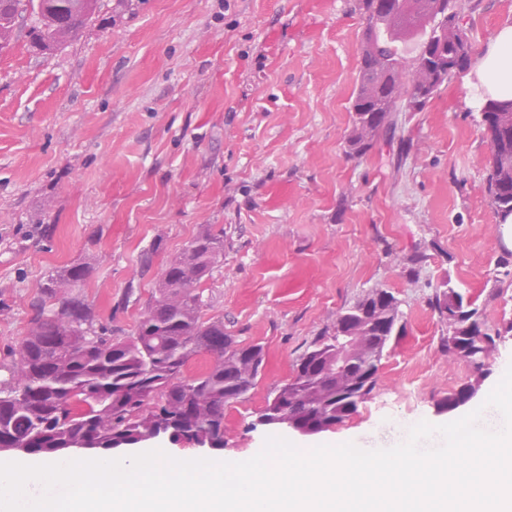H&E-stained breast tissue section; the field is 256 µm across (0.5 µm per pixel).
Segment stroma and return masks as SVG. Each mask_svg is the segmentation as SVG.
<instances>
[{
    "label": "stroma",
    "mask_w": 512,
    "mask_h": 512,
    "mask_svg": "<svg viewBox=\"0 0 512 512\" xmlns=\"http://www.w3.org/2000/svg\"><path fill=\"white\" fill-rule=\"evenodd\" d=\"M357 3L102 0L82 37L50 55L31 51L19 22L0 55V362L53 269L89 260L84 295L128 335L160 269L208 227L224 234V260L203 284L204 313L266 353L250 395L225 410L224 455L263 447L272 431L254 420L270 392L376 286L402 300L406 324L376 389L343 423L292 440L441 423L448 394L499 381L512 360V270L486 193L481 113L457 78L425 111L399 114L406 156L382 139L347 159L366 25ZM506 23L512 0H480L473 45ZM445 284L501 333L482 369L441 345L428 299Z\"/></svg>",
    "instance_id": "35a3bbf8"
}]
</instances>
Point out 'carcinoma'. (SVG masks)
Segmentation results:
<instances>
[{
  "label": "carcinoma",
  "instance_id": "1",
  "mask_svg": "<svg viewBox=\"0 0 512 512\" xmlns=\"http://www.w3.org/2000/svg\"><path fill=\"white\" fill-rule=\"evenodd\" d=\"M32 0H0V28L15 30ZM387 12L360 0L366 20L359 81L352 101L350 160L367 156L382 136H395L398 112H422L443 86L472 63L464 18L475 0H394ZM100 0H40L31 27L32 47L53 53L77 39L98 12ZM416 41V53L401 49ZM406 68L418 80L395 85ZM489 138L487 195L499 217L512 214V102H490L481 112ZM224 258V234L206 228L171 259L155 281L135 330L122 336L102 324L81 288L92 264L78 260L51 272L30 302L25 334L0 365V447L26 448L30 455H63L77 445L100 452L137 445L160 431L173 443L224 448V409L255 388L265 352L242 345L224 331V321L205 318L199 285ZM429 304L452 332L469 323L490 351L483 309L453 287L437 289ZM403 301L375 287L342 307L338 320L312 337L295 361L289 380L276 386L261 416L285 410L303 425L331 429L357 412L376 388L391 338L403 330ZM364 328L368 352L356 360L351 393L317 364L336 353L339 327ZM197 356L205 368L189 370Z\"/></svg>",
  "mask_w": 512,
  "mask_h": 512
}]
</instances>
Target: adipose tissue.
Returning a JSON list of instances; mask_svg holds the SVG:
<instances>
[{
	"label": "adipose tissue",
	"instance_id": "obj_1",
	"mask_svg": "<svg viewBox=\"0 0 512 512\" xmlns=\"http://www.w3.org/2000/svg\"><path fill=\"white\" fill-rule=\"evenodd\" d=\"M471 108L482 109L491 101H512V25L501 26L483 46L467 75Z\"/></svg>",
	"mask_w": 512,
	"mask_h": 512
}]
</instances>
